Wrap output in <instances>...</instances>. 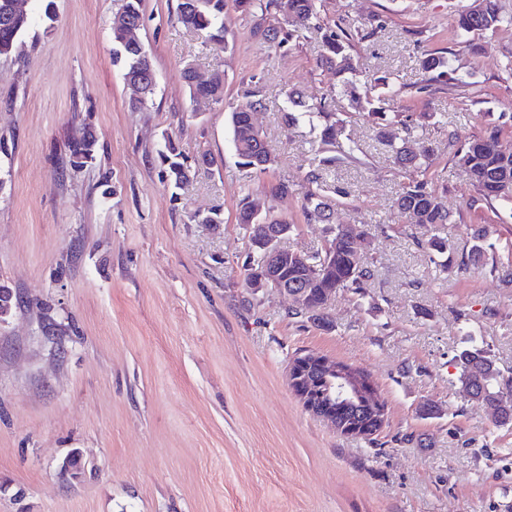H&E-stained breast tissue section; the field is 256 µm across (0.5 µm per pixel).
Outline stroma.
I'll return each mask as SVG.
<instances>
[{
	"label": "stroma",
	"instance_id": "obj_1",
	"mask_svg": "<svg viewBox=\"0 0 512 512\" xmlns=\"http://www.w3.org/2000/svg\"><path fill=\"white\" fill-rule=\"evenodd\" d=\"M473 2H318L329 23L383 20L353 62L390 73L403 114L433 113L429 175L451 213L433 230L396 217L401 173L337 101L364 156L328 176L343 192L334 221L367 230L373 277L364 295L337 292L320 328L289 316L277 289L245 288L249 239L235 222L243 194L268 200L309 155V125L282 123V92L314 98L335 83L316 66L317 38L277 51L230 9L228 53L179 22V0H143L157 90L135 109L112 61L122 0H28L30 26L0 57V287L15 298L0 323V512H512V430L468 399L453 365L472 343L512 372V286L490 271L512 212L477 200L448 141L497 126L512 152V26L475 35L473 56L453 37ZM443 48L457 80L416 93L421 55ZM189 63L223 72L225 104L190 97ZM252 85L277 163L246 179L225 105ZM88 136L91 155L74 164ZM167 138L195 165L178 189L157 157ZM274 206L295 226L287 246L320 249L324 227L298 193ZM214 209L222 223L194 222ZM480 226L484 256L463 257ZM433 233L454 245L438 266L420 246ZM308 351L369 373L388 412L376 440L295 397L288 364ZM427 400L437 416L420 414ZM75 452L74 479L62 465Z\"/></svg>",
	"mask_w": 512,
	"mask_h": 512
}]
</instances>
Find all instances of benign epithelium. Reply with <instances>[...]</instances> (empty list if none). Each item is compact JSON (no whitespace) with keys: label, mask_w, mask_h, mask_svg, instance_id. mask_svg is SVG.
Returning a JSON list of instances; mask_svg holds the SVG:
<instances>
[{"label":"benign epithelium","mask_w":512,"mask_h":512,"mask_svg":"<svg viewBox=\"0 0 512 512\" xmlns=\"http://www.w3.org/2000/svg\"><path fill=\"white\" fill-rule=\"evenodd\" d=\"M115 28L127 30V38L132 46L141 45L137 36L140 25L133 24L124 14H119L113 23ZM252 233L249 238L254 247L261 250V255L267 257V271L250 282L254 289L267 288L275 284L282 266L288 264V248L283 246L287 238L288 228L272 223L269 219L260 224H251ZM288 384L302 403L316 416L336 421L334 413L325 414L323 410L334 398L354 400L363 406L373 417L375 428L379 429L386 422V409L373 395L374 385L356 375L340 372L332 362L320 355L310 358L299 357L291 362L288 370Z\"/></svg>","instance_id":"benign-epithelium-1"}]
</instances>
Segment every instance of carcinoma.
<instances>
[{
    "instance_id": "1",
    "label": "carcinoma",
    "mask_w": 512,
    "mask_h": 512,
    "mask_svg": "<svg viewBox=\"0 0 512 512\" xmlns=\"http://www.w3.org/2000/svg\"><path fill=\"white\" fill-rule=\"evenodd\" d=\"M232 6L236 11L252 18L253 36L275 47L288 48L308 38L312 20L317 18V0H179L178 18L187 28L206 33L214 44L224 45V52L233 50V42L224 26V10ZM295 15L300 24L280 23L285 15ZM512 24V15H505L499 0H476L468 11L460 14L454 35L464 38L471 33L495 30ZM29 25L27 13H19L8 23H0V55L9 54ZM384 24L378 20L371 29L348 30L339 24L327 26L321 31V53L317 67L336 74V84L316 101L304 99L302 92L287 89L284 92L285 106L281 110L282 123L293 127L302 121L312 124L316 146L307 158L303 176L305 191L302 192L301 208L310 224H327L324 245L308 259L323 268V278L311 281L307 276L308 266L296 262L283 268L280 280L289 288H300L308 284L306 300L314 309L291 307V314L304 317L318 326H326L322 312L326 303L325 289L350 290L357 293L371 278L364 248L351 234L364 237L366 233L352 225L332 223L334 208L339 200L338 190L327 184L328 173L346 162L359 160L361 150L346 133V121L342 113L335 111L336 100L348 101L357 112L364 113L378 126L379 136L389 148L394 163L408 171L419 172L421 177L412 178L402 188L394 202L397 215L408 217L416 224L431 229L450 223L448 209L442 202L432 181L425 178L431 166L430 149L412 147L417 125L400 118L395 110L398 90L394 89L387 75H371L363 80L357 78L350 49L355 37L369 38L382 31ZM112 41L116 46V61L122 66L124 77L135 79L145 72H155L150 56L145 51L131 48L123 41L120 31L112 30ZM419 66L427 74L424 84L417 92L424 93L434 82L448 77L453 72L451 59L445 51L429 52L420 59ZM191 96L205 97L216 103L224 101V85L221 76L208 80H197L188 84ZM263 106L258 88L243 90L241 99L227 104L231 144L237 156V165L246 178L265 173L276 164L259 167L260 157L270 153L267 143L251 123V113ZM499 130L493 128L485 135L464 140L455 152L458 165L464 169L479 200L512 210V153L500 149ZM168 184L178 189L188 179L189 169L180 161L181 153L172 139L165 140V150L159 154ZM237 223L257 224L260 217L253 211V198L243 196L236 210ZM491 271L507 284L512 285V257L494 260ZM458 380L462 386L470 387L474 401L489 408L503 396L512 397V376H506L497 366L491 353L478 346L462 350L454 358Z\"/></svg>"
}]
</instances>
